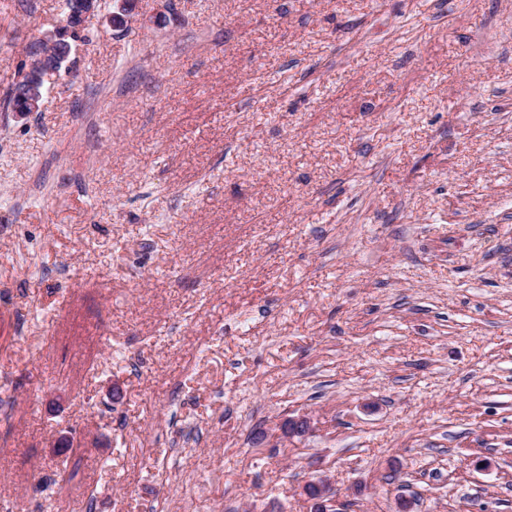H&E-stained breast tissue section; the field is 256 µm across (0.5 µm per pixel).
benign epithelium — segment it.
<instances>
[{
    "label": "benign epithelium",
    "mask_w": 512,
    "mask_h": 512,
    "mask_svg": "<svg viewBox=\"0 0 512 512\" xmlns=\"http://www.w3.org/2000/svg\"><path fill=\"white\" fill-rule=\"evenodd\" d=\"M137 7V0H117L116 11L112 12V27L121 29L127 26L128 19ZM99 0H75L66 4L64 23L38 38L35 47L27 52L24 73L28 75L26 84L15 94L28 98L29 109L39 110L40 94L38 89L52 83L60 73L64 63L72 52V42L84 27L86 20L95 15ZM310 428L305 419H290L282 425L285 436H299ZM318 489V496L308 499L310 512H341L336 508V492L329 482L318 480L312 482Z\"/></svg>",
    "instance_id": "benign-epithelium-1"
}]
</instances>
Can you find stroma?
<instances>
[{
	"instance_id": "1",
	"label": "stroma",
	"mask_w": 512,
	"mask_h": 512,
	"mask_svg": "<svg viewBox=\"0 0 512 512\" xmlns=\"http://www.w3.org/2000/svg\"><path fill=\"white\" fill-rule=\"evenodd\" d=\"M113 6L21 114L0 0V505L512 512V0ZM312 484L318 489V496L311 499L307 494L306 485L303 488L304 495L309 503L310 511L312 512H341L343 509L336 508V492L328 481L318 480L311 481Z\"/></svg>"
}]
</instances>
